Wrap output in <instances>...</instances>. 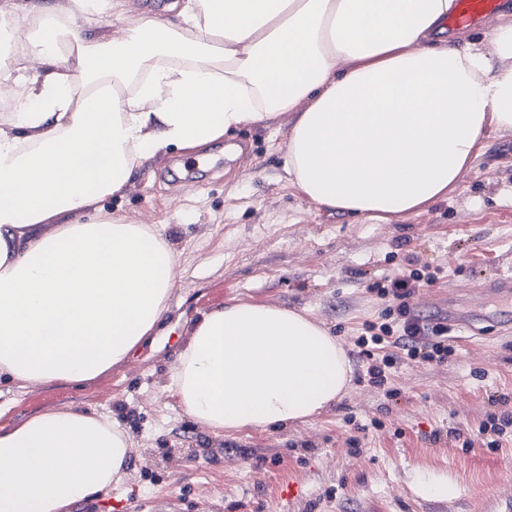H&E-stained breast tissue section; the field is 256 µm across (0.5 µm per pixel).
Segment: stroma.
<instances>
[{"instance_id":"stroma-1","label":"stroma","mask_w":512,"mask_h":512,"mask_svg":"<svg viewBox=\"0 0 512 512\" xmlns=\"http://www.w3.org/2000/svg\"><path fill=\"white\" fill-rule=\"evenodd\" d=\"M285 114L194 149L143 158L105 215L160 229L175 259L166 322L122 364L87 381L27 384L0 379V430L53 409L116 419L132 454L119 485L68 512H281L279 489L297 481L290 512H492L507 492L512 441L466 447L488 414L512 415V310L495 324L450 334L439 365L393 375L391 398L367 381L313 419L216 434L170 390L190 325L233 300L293 309L336 336L356 359L358 336L382 302L369 286L399 270H437L422 305L462 289L469 309L492 304L478 287L512 274V131L480 146L448 197L384 221L320 206L291 182ZM360 447H352V437ZM429 479L444 497L424 494Z\"/></svg>"}]
</instances>
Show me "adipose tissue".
I'll return each instance as SVG.
<instances>
[{
	"label": "adipose tissue",
	"instance_id": "adipose-tissue-1",
	"mask_svg": "<svg viewBox=\"0 0 512 512\" xmlns=\"http://www.w3.org/2000/svg\"><path fill=\"white\" fill-rule=\"evenodd\" d=\"M125 0H67L29 35L30 71L0 114V375L77 382L157 335L174 255L161 232L97 216L143 157L294 114L286 162L318 205L366 219L453 191L512 130V22L448 36L457 0H175L112 35L75 27ZM171 373L214 433L285 426L346 393L335 336L285 307L202 313ZM115 420L48 410L0 431V512H65L119 483Z\"/></svg>",
	"mask_w": 512,
	"mask_h": 512
}]
</instances>
